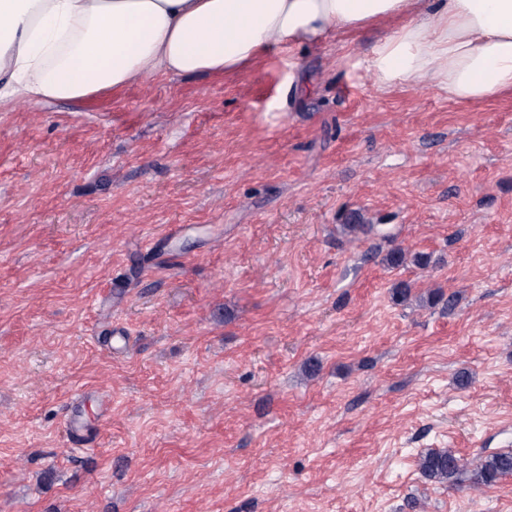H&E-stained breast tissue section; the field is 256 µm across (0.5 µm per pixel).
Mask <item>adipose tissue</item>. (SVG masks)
<instances>
[{
	"label": "adipose tissue",
	"instance_id": "1",
	"mask_svg": "<svg viewBox=\"0 0 512 512\" xmlns=\"http://www.w3.org/2000/svg\"><path fill=\"white\" fill-rule=\"evenodd\" d=\"M389 24L377 85L460 104L512 94V0H0V103H88L133 78L222 76L274 48Z\"/></svg>",
	"mask_w": 512,
	"mask_h": 512
}]
</instances>
